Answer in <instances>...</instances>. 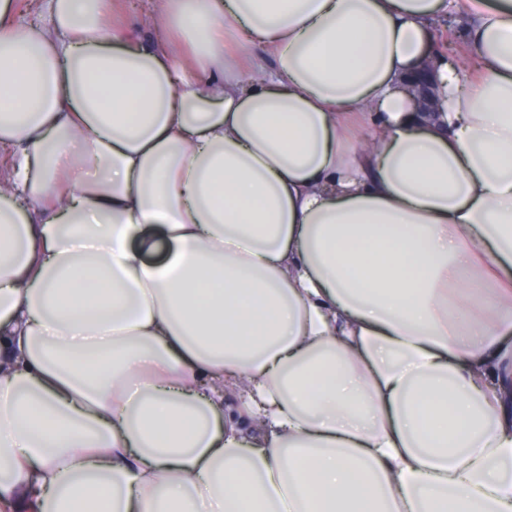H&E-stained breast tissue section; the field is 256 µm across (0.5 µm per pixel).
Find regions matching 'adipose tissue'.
<instances>
[{
    "instance_id": "adipose-tissue-1",
    "label": "adipose tissue",
    "mask_w": 512,
    "mask_h": 512,
    "mask_svg": "<svg viewBox=\"0 0 512 512\" xmlns=\"http://www.w3.org/2000/svg\"><path fill=\"white\" fill-rule=\"evenodd\" d=\"M160 2L0 0V512H512V0ZM153 0H141L137 3L135 13L130 10V4L125 0L120 1V9L116 13L115 19L121 22H129V25H135L139 30L141 38H149L157 34H163L160 29L150 28L147 19L154 10ZM453 17L450 23L446 21L437 27V29L433 33V41L435 42L436 45L440 44L442 50L448 53V57L459 62L461 59L459 57L460 54L458 52V46L456 45L455 39L448 40V31H455L457 27V20L454 14ZM450 41L451 44L449 45ZM433 81V64L424 62L420 65L414 74L411 75L410 86L408 91L414 96V100L418 103L422 110H429V95Z\"/></svg>"
}]
</instances>
